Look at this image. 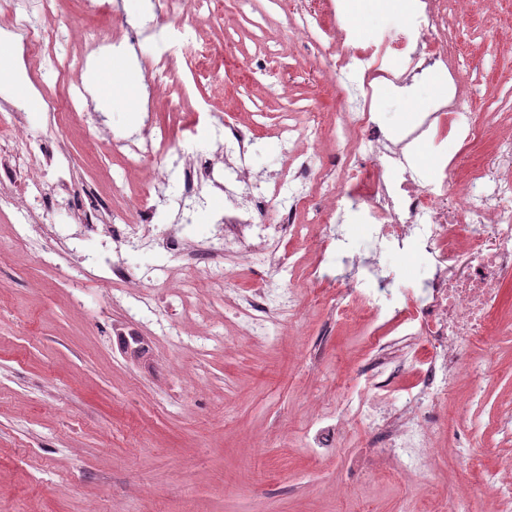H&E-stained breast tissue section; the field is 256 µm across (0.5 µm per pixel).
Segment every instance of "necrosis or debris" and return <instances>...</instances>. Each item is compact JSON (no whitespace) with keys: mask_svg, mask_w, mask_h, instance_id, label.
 <instances>
[{"mask_svg":"<svg viewBox=\"0 0 512 512\" xmlns=\"http://www.w3.org/2000/svg\"><path fill=\"white\" fill-rule=\"evenodd\" d=\"M55 0H7L12 31L24 55L55 54L63 32L77 19L54 10ZM466 0H416L377 44H365L352 28L318 44L321 69L329 79L346 85L351 99L336 114V125L324 131L318 113L299 117L284 113L279 135L289 159L277 180L275 205H268L260 183L225 180L229 204L202 243H190L177 224L154 221L156 200L173 202L186 217L205 198L196 190L210 177L211 165L185 172L175 184L166 169L169 141L153 122L140 131L112 141L127 169L154 168L153 193L139 197L130 217L119 224H99L94 211L82 212L79 232L57 223V212L43 208V223L54 226L70 254L81 255L77 275L104 267V282L116 288L131 319L155 324L168 336L173 324L164 300L188 308L199 289L224 288V255L232 252L260 270L255 288L238 293L233 306L240 315L243 335L269 337L278 318L293 319L306 298L295 282L297 262L281 255L277 245L301 234L300 215L319 229L318 255L307 272L309 282L327 284L335 292L329 305L337 320L381 323L409 341L412 354L393 353L392 341L372 337L369 357L353 374L336 411L332 428H345L351 415L387 437L383 458L397 475L414 478L428 469L445 432L448 399L460 385L469 388V401L478 400L491 376V358L473 359L472 348L490 337L512 332V317L498 318L502 287L512 281V134L499 139L488 162L471 164L467 152L485 130L498 121L494 112L474 117L466 112L459 84V50L453 19ZM156 23L147 30L152 46L147 55L154 81L168 80L171 111L183 107L186 90L176 81L178 55L194 60L199 75H209L210 46L194 39L202 18V0H153ZM443 65L455 82L445 103L423 111L418 122L398 139L387 138L372 120L366 104L376 81L396 87L434 65ZM22 112L11 107L0 122V172L10 181L38 172L49 174L54 155L46 144L35 145L21 135ZM223 136L227 151L242 162L259 154L261 146L250 127L212 112L203 124H192L185 139L199 133ZM317 142L330 133L344 147L328 164H317L316 153L298 148L297 133ZM448 133L460 144L454 158L437 159L429 183H422L411 161V147L436 134ZM395 174L386 182L385 173ZM356 213L375 244L372 254L358 250L344 227L346 214ZM42 223V224H43ZM98 235L110 245L111 256L82 253L85 238ZM161 249L162 260L152 268L148 290L133 287L132 253ZM417 251L426 274L405 277L381 265L383 250ZM366 280L363 288L344 285L342 269ZM417 365L421 383L395 393L398 372ZM480 490L489 492L495 512H512V457L482 473Z\"/></svg>","mask_w":512,"mask_h":512,"instance_id":"obj_1","label":"necrosis or debris"}]
</instances>
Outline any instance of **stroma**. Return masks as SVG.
Here are the masks:
<instances>
[{
    "instance_id": "35a3bbf8",
    "label": "stroma",
    "mask_w": 512,
    "mask_h": 512,
    "mask_svg": "<svg viewBox=\"0 0 512 512\" xmlns=\"http://www.w3.org/2000/svg\"><path fill=\"white\" fill-rule=\"evenodd\" d=\"M200 37L232 56L214 59L216 76L199 78L194 63L178 59L187 88L178 114L164 109L165 90L149 96L140 53L146 43L115 53L91 49L81 32L67 33L65 49L88 53L80 73L54 75L49 58L22 60L29 94L21 99L24 131L33 136L59 126L52 143L58 171L71 178L77 200L94 206L104 222L141 194L144 179L124 174L122 157L107 150L113 134L135 129L144 117L166 128L168 167L182 168L203 152L224 166V147L211 138L190 143L178 128L200 109L255 124L263 143L255 174L268 179L286 164L278 137L290 105L331 116L345 92L319 78L310 40L294 35L279 0H215ZM342 23L359 28L366 42L382 39L395 7L385 0H343ZM512 0L489 11L469 0L455 25L463 72L480 84L471 109L484 111L488 96H504L512 79ZM131 60L141 83L128 94L102 99L89 76L104 59ZM258 64L250 74L239 61ZM87 84L88 100L75 114L44 111L45 101L66 99L74 82ZM448 76L414 80L406 91L377 83L367 103L373 120L392 136L417 112L447 100ZM155 110L145 114L143 101ZM20 214L0 209V512H437L467 464L443 456L418 481L389 477L376 455L380 438L361 421L339 434L335 447H311L318 411L335 409L347 375L368 354L367 332L340 325L327 308L304 307L298 324L269 340L236 333L232 309L208 290L198 292L190 314L171 307L175 333L156 335L152 322L130 321L112 291L93 278L72 280L75 257L51 267L12 247ZM229 340L198 354L184 342L206 325ZM498 373L480 401L451 400V424L480 429L473 454L485 462L512 456L499 442L494 421L512 400V336L497 337Z\"/></svg>"
}]
</instances>
